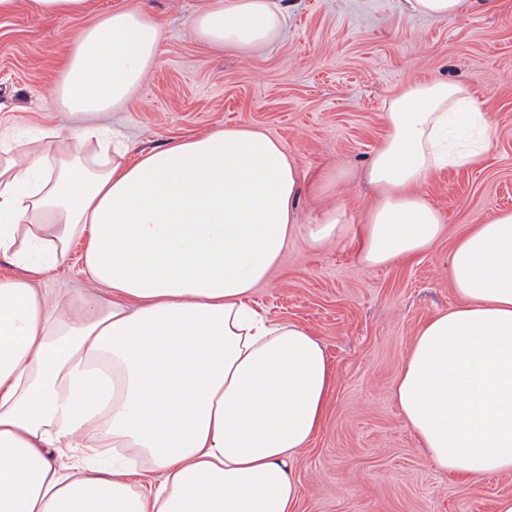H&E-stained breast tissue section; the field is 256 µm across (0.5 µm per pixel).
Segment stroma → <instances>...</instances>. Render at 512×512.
Returning a JSON list of instances; mask_svg holds the SVG:
<instances>
[{
  "label": "stroma",
  "instance_id": "35a3bbf8",
  "mask_svg": "<svg viewBox=\"0 0 512 512\" xmlns=\"http://www.w3.org/2000/svg\"><path fill=\"white\" fill-rule=\"evenodd\" d=\"M205 2L92 0L84 16L0 18V127L15 138L67 129L55 103L62 56L92 16L136 6L162 21L161 53L138 92L103 118L131 153L258 126L298 162L307 186L299 223L336 204L357 225L376 196L363 172L389 134L386 100L412 80L467 84L493 137L477 162L439 170L423 186L446 226L433 248L367 270L354 234L318 251L297 241L254 300L270 319L311 330L332 369L322 426L296 462L297 512H495L512 496V475L470 484L440 472L403 424L391 387L420 326L460 302L448 271L456 239L512 211V0L494 14L474 7L447 19L408 14L401 0H284L281 38L246 56L196 39ZM82 255L74 244L45 287L89 288Z\"/></svg>",
  "mask_w": 512,
  "mask_h": 512
}]
</instances>
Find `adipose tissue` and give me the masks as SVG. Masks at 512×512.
I'll return each mask as SVG.
<instances>
[{
	"instance_id": "adipose-tissue-1",
	"label": "adipose tissue",
	"mask_w": 512,
	"mask_h": 512,
	"mask_svg": "<svg viewBox=\"0 0 512 512\" xmlns=\"http://www.w3.org/2000/svg\"><path fill=\"white\" fill-rule=\"evenodd\" d=\"M90 0H0L37 17L83 15ZM497 0H402L448 18ZM280 0H206L196 38L242 55L281 35ZM160 22L112 11L78 32L56 96L68 133H0V512H295L298 453L332 388L306 327L259 310L290 240L345 236L342 208L299 223L296 160L263 130L234 125L127 160L98 115L122 107L155 66ZM385 143L366 168L378 195L359 225L375 269L430 250L445 232L421 192L439 169L477 158L492 123L464 84L414 80L385 104ZM84 242L90 289L55 295L46 275ZM459 305L418 330L392 395L441 471L476 482L512 474V211L470 228L448 258ZM71 465L54 462L58 449ZM156 472L155 489L130 483Z\"/></svg>"
}]
</instances>
